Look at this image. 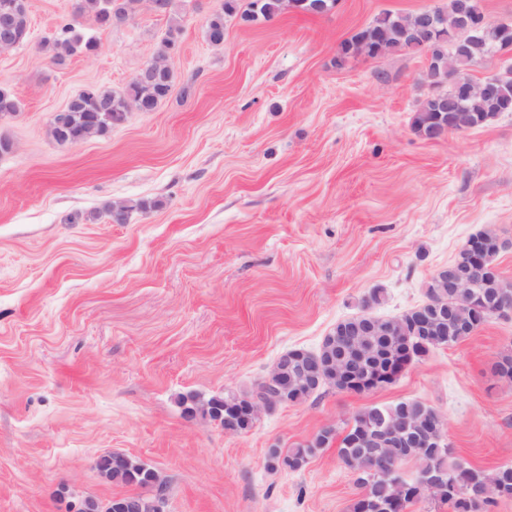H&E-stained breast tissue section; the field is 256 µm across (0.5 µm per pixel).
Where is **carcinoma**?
Masks as SVG:
<instances>
[{
    "instance_id": "obj_1",
    "label": "carcinoma",
    "mask_w": 512,
    "mask_h": 512,
    "mask_svg": "<svg viewBox=\"0 0 512 512\" xmlns=\"http://www.w3.org/2000/svg\"><path fill=\"white\" fill-rule=\"evenodd\" d=\"M143 0H73V18L58 25L54 33L43 40L41 47L50 53L51 59L58 65L66 62L73 55L91 56L98 50L99 43L92 33V28L85 24L91 20L95 27H111V19L119 15L128 20L136 13ZM313 0H249L246 8H241L240 0H222L220 7L210 14L206 24V37L213 45L224 42V22L230 17H239L246 22L269 20L284 10L309 11ZM458 0H448L446 6L437 9L440 16L441 37L429 45L431 66L448 71L449 74L466 79L464 70L479 64L484 57L498 50V45L480 36L466 46V51L459 52L456 43L460 41ZM414 15H398L386 12L379 15L369 25L359 29L340 43L337 61L360 52L364 46L378 43L397 45L405 40L413 29ZM14 43L20 45L27 41L30 34V17L28 9L19 11L13 20ZM182 28L173 23L161 41L157 54L162 56L180 47ZM173 71H164L150 79H132L122 90H111L97 86H87L77 93L65 109L54 115L51 121V135L61 145H77L94 136L106 133L110 128L125 121L129 104L138 101L142 111L153 112L165 100L173 87ZM455 106L445 107L434 97H427L417 109L413 130L419 136L431 128L454 118L458 128L468 129L481 126L487 119L501 112H512V77L503 85V92L497 99L483 97L454 98ZM20 103L10 87L0 85V117L11 116L18 112ZM507 284L498 269V265L488 270L480 279L477 294L488 299L497 292L495 285ZM361 317L354 316L342 320L324 337L318 351L294 350L304 374L296 372V366H288L271 376L264 391L279 396L288 403L301 402L314 394L310 380L321 378L320 387H333L346 390L342 379V364L347 356L356 349L371 350L386 344H397L406 340L397 330H386L378 335L359 337L358 345H353L349 337L341 334V329L354 328ZM465 340L463 336H434L427 340H411L412 359L425 356L438 347L453 346ZM329 356L334 364L323 368L318 358ZM254 395H240L226 392L223 396L209 399L200 414L212 421H224V417L215 415V411L227 407L245 405L252 401ZM402 411L412 422L433 419L440 416L434 408L417 401H399L384 406H367L359 410L347 426V432L341 440L339 457L343 463L361 452L352 447L353 436L362 422L380 425L390 415ZM334 433L325 429L305 444H299L283 452L272 448L268 454L269 465L297 471L304 468L316 452L327 447ZM384 457L396 466V471L387 475L364 474L357 483L369 488L370 500L377 505L393 502L403 503V509L410 507L422 497L430 495L448 503L451 512H474L472 489L482 481L496 482L512 490V464H504L492 471L473 466L467 460L453 456L452 449L446 445L442 448H384ZM409 461L417 464L413 475L403 471V465ZM97 468L108 474L111 481L125 485L143 487L155 477V470L138 459L127 460L114 466L113 456L108 454L99 458Z\"/></svg>"
}]
</instances>
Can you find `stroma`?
I'll list each match as a JSON object with an SVG mask.
<instances>
[{
	"mask_svg": "<svg viewBox=\"0 0 512 512\" xmlns=\"http://www.w3.org/2000/svg\"><path fill=\"white\" fill-rule=\"evenodd\" d=\"M447 0H338L325 15L226 22L221 0L141 5L97 31V55L53 64L42 40L72 0H28L30 35L0 50L21 110L0 119V512L107 502L99 457H139L167 481V512H350L358 494L337 445L291 472L269 449L344 431L357 411L413 400L445 419L455 455L512 464V383L492 372L512 320L433 349L386 388L326 387L228 434L197 402L252 393L286 351L317 350L337 321L421 304L470 236L512 240V112L428 143L412 129L427 62L386 53L337 61L385 12ZM171 95L75 146L52 117L89 85L120 90L173 22ZM151 201L147 210L139 201ZM132 211L113 223L107 205Z\"/></svg>",
	"mask_w": 512,
	"mask_h": 512,
	"instance_id": "1",
	"label": "stroma"
}]
</instances>
